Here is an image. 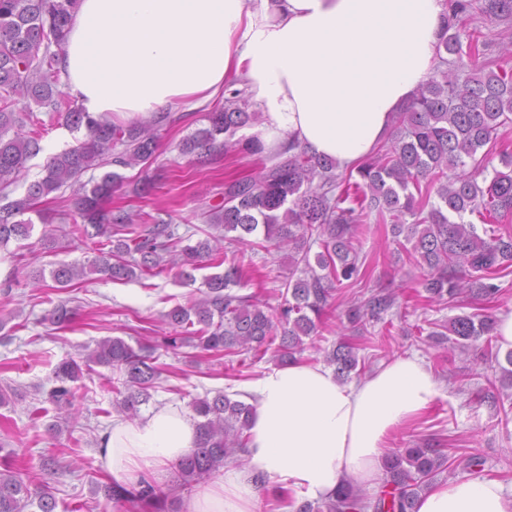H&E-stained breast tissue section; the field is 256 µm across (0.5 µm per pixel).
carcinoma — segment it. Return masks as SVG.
Listing matches in <instances>:
<instances>
[{
  "mask_svg": "<svg viewBox=\"0 0 512 512\" xmlns=\"http://www.w3.org/2000/svg\"><path fill=\"white\" fill-rule=\"evenodd\" d=\"M79 0H0V246L30 237L34 224L23 219L36 213L44 224L53 218L38 209L49 195L68 184H79L70 204L81 219L65 233L72 242L94 241L98 254L89 266L61 263L52 269L54 288L66 290L84 276L98 272L114 281H132L144 275L176 270L182 283H196L195 272L209 267L214 254L227 246L253 245L265 250H289L285 291L277 306L262 304L254 295L231 292L243 277V258H224V272L203 278L205 290L186 305L165 315L167 325L182 335L167 345L190 344L215 356L242 351L263 355L274 349L280 363L295 362L305 350V339L320 335L323 317L332 307L336 291L365 275L366 258L358 244L367 224H391L395 241L411 244L409 258L426 270L427 300L452 303L465 294L489 300L500 292L495 280L512 266V234L488 239L476 224L512 221V160L506 170L478 183L467 166L478 169L476 159L484 147L497 146L500 129L512 124V69L493 68L487 57L490 42L468 27L478 14L488 31L512 23V0H449V13L439 46L450 58H440L433 75L415 98L395 117L392 137L376 156L355 170L337 172L336 161L301 149L277 151L273 163L257 177L244 176L224 183V199L205 211L207 223L217 231L193 244L170 224L133 223L130 214L110 209L108 201L123 176L112 167L150 165L157 150V133L143 121L115 124L92 116L58 90L61 52ZM46 109L49 121L70 130H86L77 145L51 156L45 175L33 182L24 197L8 200L7 189L41 151L40 127L45 121L15 109V96ZM257 113L246 111L241 92L225 98L224 108L208 113V126L180 144L183 155L216 147L224 136V152L264 153L257 139L236 138L239 129L254 123ZM109 168L99 179L85 184L90 170ZM413 222L406 223V217ZM262 235V241L254 237ZM321 251L310 256L312 245ZM398 305L391 288H375L369 296L344 310L347 322L363 334ZM77 309L57 304L47 321L68 325ZM496 319L481 308L457 315L432 332L435 342L451 348H477V342L496 331ZM345 382L364 370L356 347L342 341L326 353ZM105 366L123 377L115 388V409L129 420L139 417L140 406L151 399L159 375L153 348L132 346L120 337L106 339L79 359L66 357L54 369L49 400L68 419L76 399V383L83 371ZM191 407L198 417L194 451L177 463L185 484L200 482L236 461L248 448L252 407L218 391L198 398ZM450 458L428 439L397 448L384 458V490L367 497L352 484L323 500H304L296 512H417L422 491ZM482 458L471 453L457 460L458 474L475 473ZM96 494L126 512H166L170 493L143 477L137 484L116 481L97 486ZM49 488L32 489L21 473L0 472V512H56Z\"/></svg>",
  "mask_w": 512,
  "mask_h": 512,
  "instance_id": "obj_1",
  "label": "carcinoma"
}]
</instances>
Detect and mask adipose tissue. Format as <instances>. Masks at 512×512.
Masks as SVG:
<instances>
[{"label": "adipose tissue", "instance_id": "obj_1", "mask_svg": "<svg viewBox=\"0 0 512 512\" xmlns=\"http://www.w3.org/2000/svg\"><path fill=\"white\" fill-rule=\"evenodd\" d=\"M447 13L446 0H79L62 63L86 112L123 122L243 79L263 109L253 133L266 149L296 143L351 168L430 77ZM439 391L415 357L351 384L315 362L280 367L248 390L244 468L226 467L187 510L253 512L254 474L314 499L374 485L388 436ZM196 438L194 414L165 403L113 418L97 463L134 483L187 457ZM419 512H512V498L497 480L460 478L423 495Z\"/></svg>", "mask_w": 512, "mask_h": 512}]
</instances>
